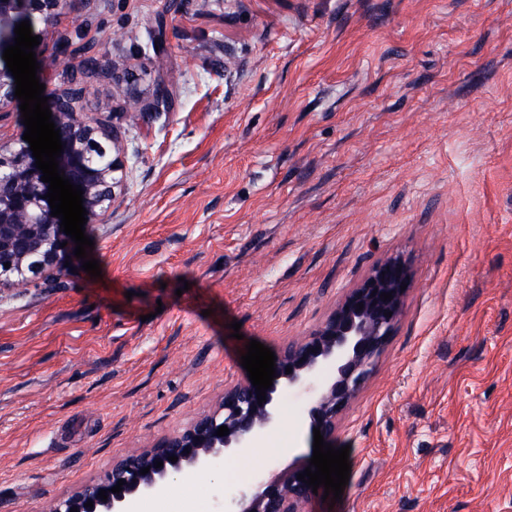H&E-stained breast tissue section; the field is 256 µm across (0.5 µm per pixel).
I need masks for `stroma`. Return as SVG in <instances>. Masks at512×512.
Instances as JSON below:
<instances>
[{"instance_id": "stroma-1", "label": "stroma", "mask_w": 512, "mask_h": 512, "mask_svg": "<svg viewBox=\"0 0 512 512\" xmlns=\"http://www.w3.org/2000/svg\"><path fill=\"white\" fill-rule=\"evenodd\" d=\"M35 52L114 127L121 186L100 276L0 286V512L214 410L247 341L312 334L395 255L397 328L336 422L349 482L309 510L512 512V0H82ZM292 398L131 512H221L308 465Z\"/></svg>"}]
</instances>
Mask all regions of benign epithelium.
<instances>
[{"label":"benign epithelium","instance_id":"obj_1","mask_svg":"<svg viewBox=\"0 0 512 512\" xmlns=\"http://www.w3.org/2000/svg\"><path fill=\"white\" fill-rule=\"evenodd\" d=\"M80 3L82 0H0V102L11 99L14 92V77L1 55L14 44L15 26L24 20L32 24L36 17L48 23L58 10L73 9ZM51 111L63 143L59 168L71 183L81 186L90 220L105 211L114 197L113 173L121 163L112 155L113 128L87 123L69 96L55 95ZM41 176L27 141L20 140L9 156L0 155V283L15 273L61 274L66 270L65 261L76 260L74 241L60 231L61 220L51 216L44 199L48 184ZM405 284H411V274L401 256L374 267L319 329L288 344L275 360L276 377L266 390V401L258 402L251 381L236 385L224 392L218 409L199 416L153 447L116 462L74 495L55 500L49 512H70L73 507L78 512H127L133 497L160 490L171 474L201 473L226 452H246L257 437L277 428L282 390L307 391L309 405L302 421L320 429L324 439L335 438L338 416L371 375L394 334L406 296L401 289ZM382 292L392 294L391 299L380 298ZM288 367L292 368L289 374ZM221 426L228 427V435H216ZM170 456L178 460L172 462ZM159 462L163 466L155 467ZM146 467L150 471L140 474ZM304 470L303 466L294 470L286 483L258 485L250 496L234 499L231 512H309L306 505L315 494L297 479ZM121 479L122 491L111 492ZM101 490L107 491L105 501L100 499ZM89 501L93 502L91 508L86 506Z\"/></svg>","mask_w":512,"mask_h":512}]
</instances>
